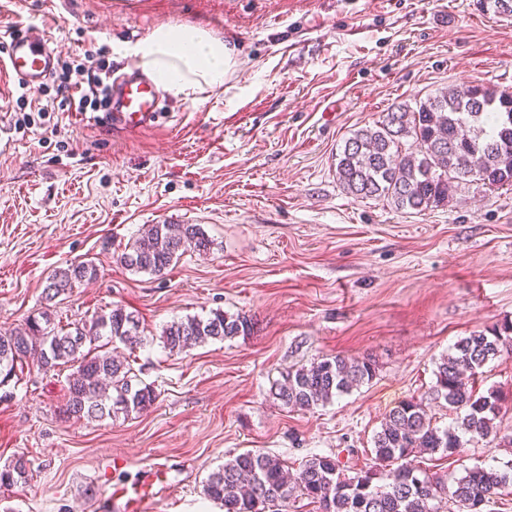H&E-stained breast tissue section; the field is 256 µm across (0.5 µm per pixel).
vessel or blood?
Masks as SVG:
<instances>
[{
    "instance_id": "b4317fda",
    "label": "vessel or blood",
    "mask_w": 512,
    "mask_h": 512,
    "mask_svg": "<svg viewBox=\"0 0 512 512\" xmlns=\"http://www.w3.org/2000/svg\"><path fill=\"white\" fill-rule=\"evenodd\" d=\"M58 59L50 37L31 26H19L7 33L0 46V73L18 84L34 89L49 76ZM163 89L137 65L131 64L112 74V124L136 132L153 126L159 116ZM156 475L155 469L144 470L139 485L109 486L105 500L118 512H148L149 500L144 492Z\"/></svg>"
}]
</instances>
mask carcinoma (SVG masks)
I'll return each mask as SVG.
<instances>
[{"mask_svg":"<svg viewBox=\"0 0 512 512\" xmlns=\"http://www.w3.org/2000/svg\"><path fill=\"white\" fill-rule=\"evenodd\" d=\"M336 176L346 193L383 198L398 210L423 212L448 203L459 184L479 181L490 187L512 186V97L503 90L471 85L446 89L399 104L381 120L353 132L338 154ZM213 240L198 224H150L118 256L125 268L163 276L182 253L211 250ZM91 261H74L54 269L43 289L54 301L75 285L95 279ZM244 314L215 311L206 318L189 316L163 327L162 344L178 356L208 340H226L250 332ZM140 319L122 306L68 328L42 321L0 329V378L34 362L46 372L66 366L64 413L101 420L140 413L157 399L153 387L133 372L118 349L144 344ZM512 351V323L475 331L458 340L436 364L432 396L455 411V422L433 423L421 400L410 399L391 410L373 436L371 464L352 475L337 456L314 454L298 469L281 458L247 450L211 472L204 495L224 512H265L286 505L299 494L319 512H483L501 496L512 494V463L504 467L475 465L447 485L414 463L417 454L451 457L468 443L511 448L512 432H501L496 420L506 402L498 391L478 393L476 376L483 367ZM376 376L370 358L321 357L289 370L272 395L287 408L304 411L324 406ZM30 462L23 455L0 468V486L25 484Z\"/></svg>","mask_w":512,"mask_h":512,"instance_id":"carcinoma-1","label":"carcinoma"}]
</instances>
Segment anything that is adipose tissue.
Segmentation results:
<instances>
[{
  "mask_svg": "<svg viewBox=\"0 0 512 512\" xmlns=\"http://www.w3.org/2000/svg\"><path fill=\"white\" fill-rule=\"evenodd\" d=\"M134 54L164 91L184 98L222 87L238 66L232 47L199 28L160 26Z\"/></svg>",
  "mask_w": 512,
  "mask_h": 512,
  "instance_id": "1",
  "label": "adipose tissue"
}]
</instances>
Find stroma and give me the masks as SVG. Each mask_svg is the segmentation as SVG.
Segmentation results:
<instances>
[{"instance_id": "obj_1", "label": "stroma", "mask_w": 512, "mask_h": 512, "mask_svg": "<svg viewBox=\"0 0 512 512\" xmlns=\"http://www.w3.org/2000/svg\"><path fill=\"white\" fill-rule=\"evenodd\" d=\"M47 29L63 57L105 50L113 65L161 25L212 30L239 65L198 99L168 98L155 127L52 108L54 90L14 86L0 99V327L51 311L56 324L120 305L147 344L133 354L155 403L116 420L62 415L61 374L25 367L0 401V466L32 462L26 487H0V512H102L109 485L155 466L151 512H224L203 482L229 456L261 450L299 466L314 453L364 467L386 414L432 399L436 364L459 339L512 320V187L465 182L421 213L347 194L336 156L353 131L445 87L512 88V17L480 0H138L113 15L98 0H0V25ZM47 107L21 128L17 102ZM202 225L215 242L161 277L117 262L149 224ZM90 260L95 280L56 307L57 267ZM221 310L248 335L169 355L163 327ZM371 357L373 380L310 411L271 389L325 355ZM123 458L113 468V458ZM512 460L466 446L422 467L461 476Z\"/></svg>"}]
</instances>
